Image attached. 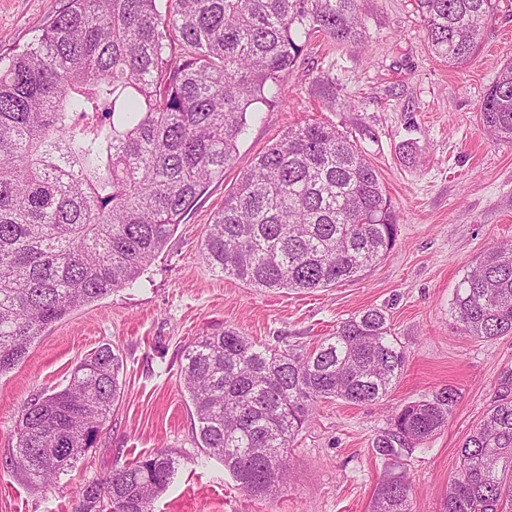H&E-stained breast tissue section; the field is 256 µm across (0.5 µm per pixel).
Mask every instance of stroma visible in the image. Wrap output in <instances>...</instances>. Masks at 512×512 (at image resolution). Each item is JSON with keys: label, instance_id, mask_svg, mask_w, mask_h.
Returning <instances> with one entry per match:
<instances>
[{"label": "stroma", "instance_id": "obj_1", "mask_svg": "<svg viewBox=\"0 0 512 512\" xmlns=\"http://www.w3.org/2000/svg\"><path fill=\"white\" fill-rule=\"evenodd\" d=\"M368 46L315 41L288 75V98L258 113L235 162L214 180L137 283L47 326L25 357L0 375V512H74L83 489L113 465L159 448L178 461L154 512H369L378 482L395 467L411 480L413 512H442L458 450L512 369V335L474 339L456 331L451 300L467 270L512 241V143L484 131L478 106L512 55V0H499L471 63L432 56L414 0H359ZM61 0H0V57L38 36ZM342 104L322 105L321 79ZM328 122L378 168L395 206L392 250L356 280L313 291L256 288L213 271L200 252L206 227L257 154L290 126ZM386 312L407 354L386 400L318 403L295 438L278 495L236 489L223 463L198 443V421L180 378L198 337L227 329L277 347L311 348L363 309ZM123 360L122 395L92 448L50 484L15 468L21 404L62 389L102 345ZM456 392L448 423L391 462L375 439L396 409L443 388Z\"/></svg>", "mask_w": 512, "mask_h": 512}]
</instances>
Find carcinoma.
I'll list each match as a JSON object with an SVG mask.
<instances>
[{
  "instance_id": "cac0c4a2",
  "label": "carcinoma",
  "mask_w": 512,
  "mask_h": 512,
  "mask_svg": "<svg viewBox=\"0 0 512 512\" xmlns=\"http://www.w3.org/2000/svg\"><path fill=\"white\" fill-rule=\"evenodd\" d=\"M431 53L453 68L479 49L493 0H416ZM363 45L359 0H64L41 36L0 67V374L48 325L135 284L210 182L239 151L248 118L288 97L313 38ZM478 112L512 143V59ZM397 219L379 170L336 127L287 129L258 154L207 225L203 259L255 288L314 290L362 276L394 246ZM460 333L512 334V245L464 274ZM407 355L387 314L368 308L311 349L202 336L181 365L200 447L237 489L273 497L293 441L323 399L379 402ZM122 360L108 345L61 390L19 409L13 463L47 484L92 447L118 403ZM444 388L390 415L375 441L391 460L448 424ZM178 461L165 448L88 485L75 512H153ZM404 472L370 512H411ZM444 512H512V371L466 437Z\"/></svg>"
}]
</instances>
